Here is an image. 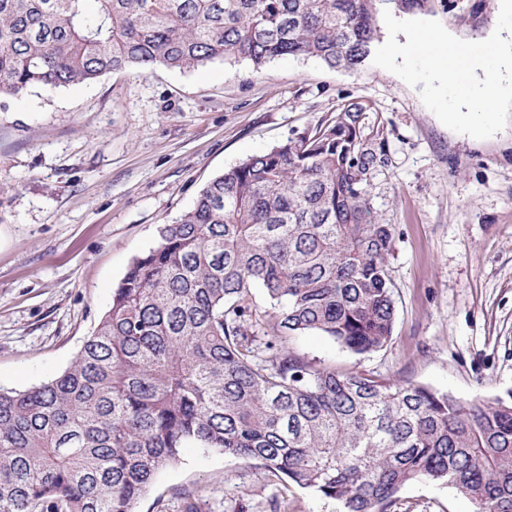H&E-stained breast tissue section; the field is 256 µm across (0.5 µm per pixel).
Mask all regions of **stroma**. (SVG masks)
<instances>
[{
    "label": "stroma",
    "mask_w": 512,
    "mask_h": 512,
    "mask_svg": "<svg viewBox=\"0 0 512 512\" xmlns=\"http://www.w3.org/2000/svg\"><path fill=\"white\" fill-rule=\"evenodd\" d=\"M500 0H435L424 12L482 41ZM387 131L389 165L371 202L394 227L396 320L387 346L357 356L318 332L288 337L317 367L410 381L464 401L512 395V120L478 140L445 127L418 89L365 62L355 70L278 59L109 73L35 87L0 105V389L71 365L132 259L155 246L216 175L314 130L345 102ZM275 488L255 461L191 443L136 512H339ZM387 512H473L452 488L407 485Z\"/></svg>",
    "instance_id": "obj_1"
}]
</instances>
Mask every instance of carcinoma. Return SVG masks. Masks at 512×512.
<instances>
[{"instance_id":"carcinoma-1","label":"carcinoma","mask_w":512,"mask_h":512,"mask_svg":"<svg viewBox=\"0 0 512 512\" xmlns=\"http://www.w3.org/2000/svg\"><path fill=\"white\" fill-rule=\"evenodd\" d=\"M433 2L0 0V100L216 61L354 70L382 11ZM388 163L384 127L348 102L212 178L133 260L72 364L0 390V512H135L189 442L343 512H386L421 479L474 512H512V400L318 369L258 339L256 288L287 335L319 332L360 355L390 341L394 228L370 198Z\"/></svg>"}]
</instances>
